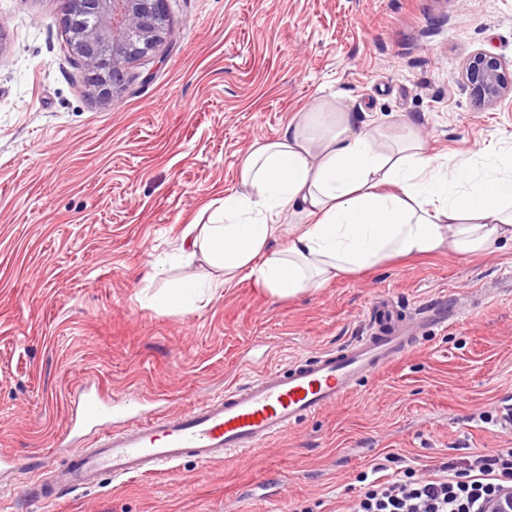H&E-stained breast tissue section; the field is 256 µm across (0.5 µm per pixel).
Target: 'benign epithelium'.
I'll list each match as a JSON object with an SVG mask.
<instances>
[{
  "label": "benign epithelium",
  "mask_w": 512,
  "mask_h": 512,
  "mask_svg": "<svg viewBox=\"0 0 512 512\" xmlns=\"http://www.w3.org/2000/svg\"><path fill=\"white\" fill-rule=\"evenodd\" d=\"M167 0H62L61 24L74 18L90 23L71 37L73 60L92 75V93L104 101L112 100L124 76L125 50L131 40L138 42L137 54L145 57L171 34ZM463 79L480 103L494 106L512 92L504 81L499 58L477 52L468 59ZM485 512H512V489H506L485 506Z\"/></svg>",
  "instance_id": "7a95c632"
}]
</instances>
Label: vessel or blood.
Returning <instances> with one entry per match:
<instances>
[{
	"instance_id": "vessel-or-blood-1",
	"label": "vessel or blood",
	"mask_w": 512,
	"mask_h": 512,
	"mask_svg": "<svg viewBox=\"0 0 512 512\" xmlns=\"http://www.w3.org/2000/svg\"><path fill=\"white\" fill-rule=\"evenodd\" d=\"M367 332L336 349L297 360L288 368L251 370L248 378L224 392L180 411L129 417L119 431H107L127 400L78 389L72 401L79 424L100 431L93 444L72 449L67 467L58 472L56 489H81L103 477L149 475L190 459L209 464L253 453L295 429L306 419L336 406L363 378L400 362L413 349L415 331L447 323L448 310L422 311L407 327L388 300L375 302Z\"/></svg>"
}]
</instances>
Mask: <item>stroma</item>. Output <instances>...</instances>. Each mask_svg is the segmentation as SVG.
Returning a JSON list of instances; mask_svg holds the SVG:
<instances>
[{
	"instance_id": "stroma-1",
	"label": "stroma",
	"mask_w": 512,
	"mask_h": 512,
	"mask_svg": "<svg viewBox=\"0 0 512 512\" xmlns=\"http://www.w3.org/2000/svg\"><path fill=\"white\" fill-rule=\"evenodd\" d=\"M61 0H0V512H347L373 462L463 468L512 447V247L403 262L277 301L245 278L191 313L156 310L142 279L202 206L239 186L245 155L291 115L338 97L397 137L471 160L512 151V98L462 82L499 57L512 81V0H169L171 35L132 61L111 102L93 95L59 22ZM388 296L447 324L251 457L41 498L75 388L163 395L172 410L366 328ZM499 58L487 52H477L468 59L463 79L472 95L483 105L494 106L512 92L505 83Z\"/></svg>"
}]
</instances>
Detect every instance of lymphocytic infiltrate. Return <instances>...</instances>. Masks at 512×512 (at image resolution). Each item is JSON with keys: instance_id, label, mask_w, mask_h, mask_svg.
Here are the masks:
<instances>
[{"instance_id": "lymphocytic-infiltrate-1", "label": "lymphocytic infiltrate", "mask_w": 512, "mask_h": 512, "mask_svg": "<svg viewBox=\"0 0 512 512\" xmlns=\"http://www.w3.org/2000/svg\"><path fill=\"white\" fill-rule=\"evenodd\" d=\"M385 469L372 464L374 478L352 512H482L486 499L512 484V448L478 457L463 470L444 464L422 477L410 466L390 475Z\"/></svg>"}]
</instances>
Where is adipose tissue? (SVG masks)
I'll list each match as a JSON object with an SVG mask.
<instances>
[{
  "mask_svg": "<svg viewBox=\"0 0 512 512\" xmlns=\"http://www.w3.org/2000/svg\"><path fill=\"white\" fill-rule=\"evenodd\" d=\"M481 154L431 153L411 130L391 144L335 99L314 100L245 157L238 190L185 225L173 260L192 273L151 301L190 313L246 277L296 299L399 259L493 254L512 245V155Z\"/></svg>",
  "mask_w": 512,
  "mask_h": 512,
  "instance_id": "ef3b65f1",
  "label": "adipose tissue"
}]
</instances>
